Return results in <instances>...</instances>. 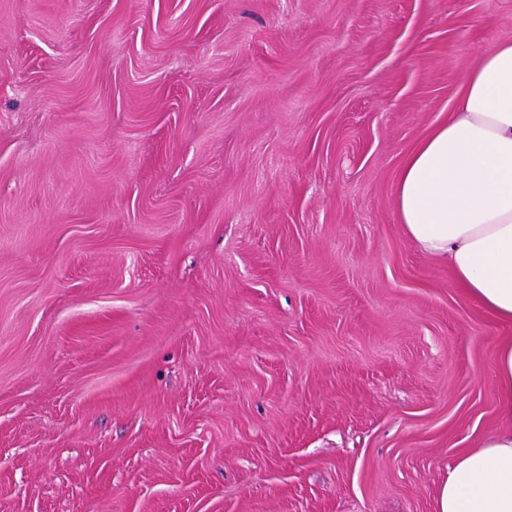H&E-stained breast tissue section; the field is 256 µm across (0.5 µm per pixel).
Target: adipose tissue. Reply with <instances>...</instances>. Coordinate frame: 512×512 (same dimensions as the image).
<instances>
[{
    "label": "adipose tissue",
    "mask_w": 512,
    "mask_h": 512,
    "mask_svg": "<svg viewBox=\"0 0 512 512\" xmlns=\"http://www.w3.org/2000/svg\"><path fill=\"white\" fill-rule=\"evenodd\" d=\"M395 201L416 245L512 323V40L481 54L448 120L405 158ZM495 384L508 426L449 465L437 512H512V338L496 346Z\"/></svg>",
    "instance_id": "adipose-tissue-1"
}]
</instances>
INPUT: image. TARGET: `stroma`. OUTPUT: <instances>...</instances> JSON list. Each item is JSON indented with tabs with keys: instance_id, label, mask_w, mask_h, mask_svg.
I'll return each mask as SVG.
<instances>
[{
	"instance_id": "obj_1",
	"label": "stroma",
	"mask_w": 512,
	"mask_h": 512,
	"mask_svg": "<svg viewBox=\"0 0 512 512\" xmlns=\"http://www.w3.org/2000/svg\"><path fill=\"white\" fill-rule=\"evenodd\" d=\"M512 0H0V512H436L497 321L398 220Z\"/></svg>"
}]
</instances>
